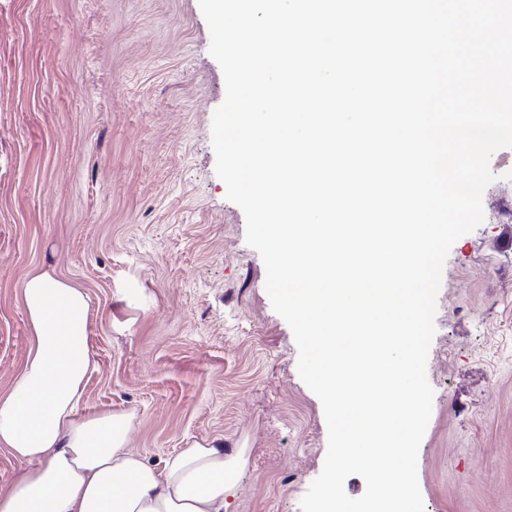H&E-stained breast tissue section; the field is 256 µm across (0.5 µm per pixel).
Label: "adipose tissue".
<instances>
[{
	"label": "adipose tissue",
	"instance_id": "obj_1",
	"mask_svg": "<svg viewBox=\"0 0 512 512\" xmlns=\"http://www.w3.org/2000/svg\"><path fill=\"white\" fill-rule=\"evenodd\" d=\"M22 302L32 346L0 394V447L23 469L0 492V512H224L240 454L197 442L158 469L129 448L128 415L78 417L90 367L85 292L44 269L25 278Z\"/></svg>",
	"mask_w": 512,
	"mask_h": 512
}]
</instances>
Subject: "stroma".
<instances>
[{"mask_svg":"<svg viewBox=\"0 0 512 512\" xmlns=\"http://www.w3.org/2000/svg\"><path fill=\"white\" fill-rule=\"evenodd\" d=\"M199 0H0V393L31 334L36 269L90 302L80 416L130 415L155 468L243 449L224 512H301L328 428L215 173L225 81ZM451 247L426 374L424 512H512V147Z\"/></svg>","mask_w":512,"mask_h":512,"instance_id":"1","label":"stroma"}]
</instances>
